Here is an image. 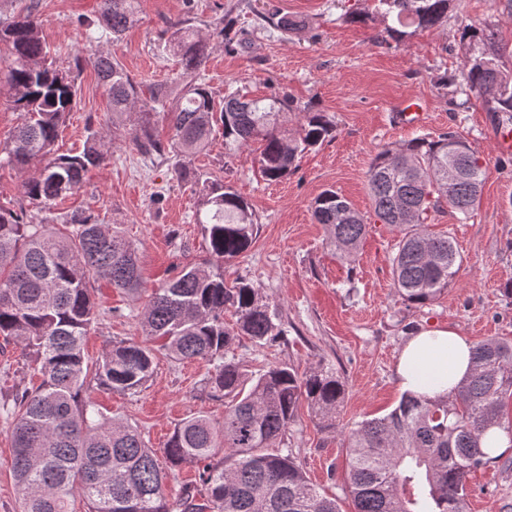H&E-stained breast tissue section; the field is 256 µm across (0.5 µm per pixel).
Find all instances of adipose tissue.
<instances>
[{
    "label": "adipose tissue",
    "instance_id": "1",
    "mask_svg": "<svg viewBox=\"0 0 512 512\" xmlns=\"http://www.w3.org/2000/svg\"><path fill=\"white\" fill-rule=\"evenodd\" d=\"M472 369V344L451 328L424 329L405 343L396 375L403 389L431 396L452 393Z\"/></svg>",
    "mask_w": 512,
    "mask_h": 512
}]
</instances>
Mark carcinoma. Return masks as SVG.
Wrapping results in <instances>:
<instances>
[{
	"label": "carcinoma",
	"instance_id": "1",
	"mask_svg": "<svg viewBox=\"0 0 512 512\" xmlns=\"http://www.w3.org/2000/svg\"><path fill=\"white\" fill-rule=\"evenodd\" d=\"M379 5L399 25L421 29L439 25L448 12V0H379ZM137 8L138 0H101L98 16L85 19L87 38L99 31L118 38L135 21ZM464 37L494 49L466 58L453 81L461 91L475 93L496 123L499 115L512 112V73L499 64L503 47L475 28L466 29ZM2 42L9 50L0 59L8 98L24 120L0 149V163L40 162L39 172L23 182V196L48 209L79 189L88 169L106 159L110 139L91 128L82 153L54 154L77 96L73 70L80 60L66 67L46 65L49 48L30 13L0 23ZM165 48L185 74L200 69L209 54L207 40L186 23L174 26ZM93 64L113 115L137 104L143 112L164 106L160 90L142 100L116 58L100 55ZM296 111L285 94L218 101L204 84L190 82L167 110L173 130L169 146L181 155H198L220 125L225 151L260 143L262 172L278 181L295 171L307 148L336 131L324 114L310 112L290 136L284 123ZM135 143L145 155L163 151L147 126L140 127ZM450 165L457 171L452 180ZM484 175L470 145L452 131L415 137L372 158L367 179L374 214L400 231L391 275L405 302L428 304L453 282L462 257L452 236H435L428 224L447 212L468 220ZM200 209L211 256L207 267L188 263L153 289L140 319L145 341L114 346L95 364L99 385L135 393L151 376L159 353L175 361L212 363L203 389L224 401V419L213 422L197 413L180 421L162 450V467L138 428L105 416L86 387L83 341L98 312L93 283L106 279L119 290L139 292L136 247L90 214L76 212L63 224H35L23 205H0V336L20 346L40 376L35 388L0 398L13 418L8 434L21 512H70L77 495L87 512H340L336 499L321 493L279 444L302 398L319 423L334 425L346 384L321 365L303 374L272 365L249 375L228 356L240 336L262 342L285 331L255 288L224 278V265L247 252L255 238L251 204L231 187L213 183L202 194ZM313 216L327 228V244L339 258L358 253L366 219L346 197L323 191ZM229 309L236 316L232 326L224 323ZM473 364L452 394L406 391L388 414L363 420L349 432L345 482L354 512H467V476L489 461L481 448L484 433L499 426L512 434V422L503 421L512 401V343L495 338L476 343ZM186 466L198 470L203 490L170 495L168 472Z\"/></svg>",
	"mask_w": 512,
	"mask_h": 512
}]
</instances>
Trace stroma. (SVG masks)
I'll list each match as a JSON object with an SVG mask.
<instances>
[{
  "instance_id": "stroma-1",
  "label": "stroma",
  "mask_w": 512,
  "mask_h": 512,
  "mask_svg": "<svg viewBox=\"0 0 512 512\" xmlns=\"http://www.w3.org/2000/svg\"><path fill=\"white\" fill-rule=\"evenodd\" d=\"M41 36L54 57H116L138 84L142 98L163 89L168 102L183 93L174 58L165 49L173 26L189 21L210 42L200 71L215 98L237 92L251 98L287 93L307 112L326 115L333 137L306 150L294 174L266 180L258 154L242 149L226 155L222 133L191 160L142 154L132 138L150 121L160 142L170 130L163 113L126 114L114 128L104 162L91 168L79 190L44 213L45 223L86 211L118 229L138 251L146 288L178 274L188 262L207 258L204 227L197 222L205 182L226 184L252 206L257 232L250 249L226 268L227 279L250 283L279 312L283 338L254 342L241 337L230 353L245 371L288 364L305 372L322 364L342 376L347 394L334 426L319 424L300 405L283 445L317 487L335 496L342 512H353L344 466L347 433L366 418L389 413L402 389L395 365L406 340L423 329L453 327L471 342L496 337L512 341V161L496 155L492 122L480 99L461 94L452 82L468 44L465 27L492 33L504 48V69L512 72V0H448V16L429 29L406 28L402 38L378 42L393 25L378 0H140L135 25L121 39L111 34L89 41L79 19L94 17L100 0H34ZM298 22L284 32L263 22L269 12ZM361 14L351 23L349 13ZM233 19L229 39L214 28ZM76 104L56 147L82 151L89 128H113L109 100L91 66L77 80ZM419 103L426 119L416 127L400 123L406 102ZM458 132L480 157L486 173L480 203L466 222L437 217L432 231L451 233L462 264L448 290L422 307L408 304L392 286L390 257L398 231L375 217L366 173L386 146L418 136ZM202 174L184 180L180 168ZM345 196L367 219V234L354 262L341 260L327 244L312 204L326 189ZM101 304L85 338L88 364L122 341H142L140 315L145 295H129L106 282L97 285ZM210 369L197 359L179 363L158 357L143 391L125 395L88 377L91 396L104 412L137 426L150 447L162 448L186 415L204 412L219 420L224 403L200 383ZM19 346L0 347V394L37 383ZM9 422L0 410V512H19L12 475ZM468 512H512V452L491 459L468 478Z\"/></svg>"
}]
</instances>
